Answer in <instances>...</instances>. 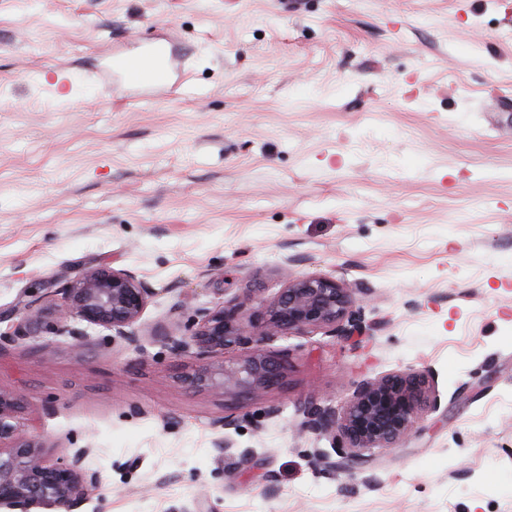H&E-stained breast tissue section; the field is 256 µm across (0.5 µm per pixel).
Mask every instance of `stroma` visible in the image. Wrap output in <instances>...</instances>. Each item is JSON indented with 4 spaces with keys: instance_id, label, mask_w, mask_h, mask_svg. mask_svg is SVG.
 I'll use <instances>...</instances> for the list:
<instances>
[{
    "instance_id": "stroma-1",
    "label": "stroma",
    "mask_w": 512,
    "mask_h": 512,
    "mask_svg": "<svg viewBox=\"0 0 512 512\" xmlns=\"http://www.w3.org/2000/svg\"><path fill=\"white\" fill-rule=\"evenodd\" d=\"M141 37L191 75L113 103L85 73ZM100 266L156 290L142 351L50 318L0 352L47 461L90 451L72 512H512V0H0V332ZM316 274L372 330L268 341L262 397L188 384L195 354L154 338ZM408 369L441 407L364 469L301 430Z\"/></svg>"
}]
</instances>
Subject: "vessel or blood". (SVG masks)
<instances>
[{
  "instance_id": "vessel-or-blood-1",
  "label": "vessel or blood",
  "mask_w": 512,
  "mask_h": 512,
  "mask_svg": "<svg viewBox=\"0 0 512 512\" xmlns=\"http://www.w3.org/2000/svg\"><path fill=\"white\" fill-rule=\"evenodd\" d=\"M187 48L166 42H148L138 54L112 53L107 65L91 69L92 79L104 88L123 93L136 92L142 101L154 93L173 94L187 75Z\"/></svg>"
}]
</instances>
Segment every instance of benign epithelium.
<instances>
[{
	"mask_svg": "<svg viewBox=\"0 0 512 512\" xmlns=\"http://www.w3.org/2000/svg\"><path fill=\"white\" fill-rule=\"evenodd\" d=\"M64 307L57 311V332L78 343L86 340L78 324L112 332L135 351L142 350L135 325L149 305L155 289L129 270L98 267L55 289ZM353 289L326 275L288 281L270 302L259 303L245 314L236 302L197 313L189 336L163 334L171 350L182 354L193 346L200 360L230 347L249 349L231 365H202L185 375L197 387L235 397H259L278 386L287 360L274 358L263 343L279 336L322 330L328 336L348 339L365 326L353 311ZM47 307L40 300L22 304L21 317L11 332L0 336V349L23 346ZM440 408L434 379L424 370L394 371L363 383L337 413L316 408L307 412L302 428L339 433L343 458L352 466H364L370 448H392L409 434L421 415ZM21 397L0 391V508L29 512L34 507L65 508L72 512L88 490L99 485V475L85 463L88 450L79 448L65 460L50 465L43 446L21 423Z\"/></svg>",
	"mask_w": 512,
	"mask_h": 512,
	"instance_id": "obj_1",
	"label": "benign epithelium"
}]
</instances>
